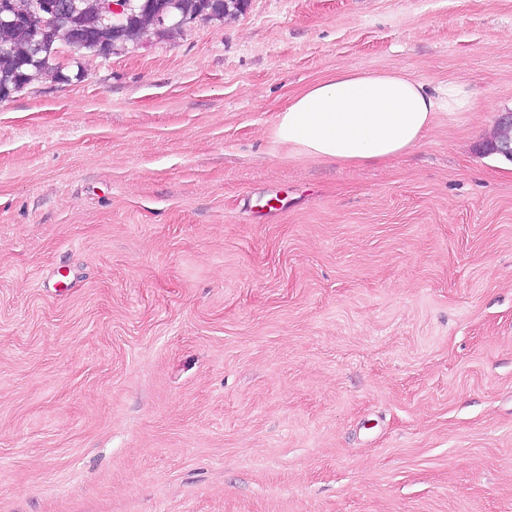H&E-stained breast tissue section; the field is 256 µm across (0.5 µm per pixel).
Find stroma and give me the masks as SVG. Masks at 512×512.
<instances>
[{"label": "stroma", "instance_id": "35a3bbf8", "mask_svg": "<svg viewBox=\"0 0 512 512\" xmlns=\"http://www.w3.org/2000/svg\"><path fill=\"white\" fill-rule=\"evenodd\" d=\"M339 68L474 99L345 166ZM0 100V512H512V0H250Z\"/></svg>", "mask_w": 512, "mask_h": 512}]
</instances>
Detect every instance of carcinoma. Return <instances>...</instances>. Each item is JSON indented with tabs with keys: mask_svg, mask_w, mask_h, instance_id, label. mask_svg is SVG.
<instances>
[{
	"mask_svg": "<svg viewBox=\"0 0 512 512\" xmlns=\"http://www.w3.org/2000/svg\"><path fill=\"white\" fill-rule=\"evenodd\" d=\"M76 4V10L65 12L49 29L38 19H24L15 24L0 23V98L21 91L42 75L62 78L58 49L80 25L91 23L90 49L97 56H108L117 47L137 40L150 29H159L160 12L204 14L210 11L207 0H131L122 16L92 21L98 0H65Z\"/></svg>",
	"mask_w": 512,
	"mask_h": 512,
	"instance_id": "carcinoma-1",
	"label": "carcinoma"
}]
</instances>
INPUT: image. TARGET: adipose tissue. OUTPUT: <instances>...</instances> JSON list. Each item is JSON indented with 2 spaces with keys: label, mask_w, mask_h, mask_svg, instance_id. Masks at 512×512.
<instances>
[{
  "label": "adipose tissue",
  "mask_w": 512,
  "mask_h": 512,
  "mask_svg": "<svg viewBox=\"0 0 512 512\" xmlns=\"http://www.w3.org/2000/svg\"><path fill=\"white\" fill-rule=\"evenodd\" d=\"M471 104L466 86L455 81L431 91L400 70L341 69L290 99L272 136L295 155L355 166L407 151L439 112Z\"/></svg>",
  "instance_id": "ef3b65f1"
}]
</instances>
